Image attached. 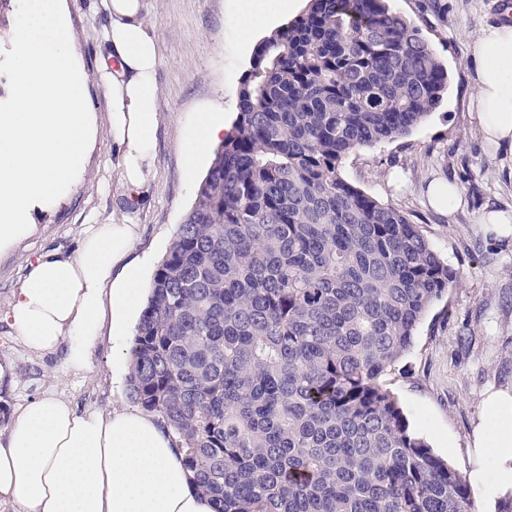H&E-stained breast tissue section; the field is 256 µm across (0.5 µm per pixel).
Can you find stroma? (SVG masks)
<instances>
[{
    "mask_svg": "<svg viewBox=\"0 0 512 512\" xmlns=\"http://www.w3.org/2000/svg\"><path fill=\"white\" fill-rule=\"evenodd\" d=\"M146 22L158 45L156 84L160 124L150 174L141 188L122 180L119 154L108 132L111 102L96 78L108 17L99 0H65L77 58L89 79L86 103L97 135L83 176L54 206L32 213L35 232L0 258V314L21 287L29 263L51 251L75 252L86 225L136 224L132 256L144 282L154 272L194 202L211 156L186 172V145L199 114L232 125L239 81L255 45L301 13L306 0L275 9L267 29L244 36L235 0H146ZM447 21L423 27L449 74L440 106L410 135L361 150L342 165V175L362 191L416 216L424 235L458 274L455 288L420 325L415 344L396 371L381 382L398 397L411 427L466 474L477 512H494L501 462L491 453L498 431L487 399L512 398V236L481 223L496 209L512 212V156L491 151L470 110L472 94L466 44L498 20L497 0H447ZM451 182L460 201L434 208L428 186ZM0 359L18 368L0 406L14 412L51 393L79 409L103 413L129 406L128 370L112 365V341L102 337L75 370L64 352L28 350L0 323Z\"/></svg>",
    "mask_w": 512,
    "mask_h": 512,
    "instance_id": "35a3bbf8",
    "label": "stroma"
}]
</instances>
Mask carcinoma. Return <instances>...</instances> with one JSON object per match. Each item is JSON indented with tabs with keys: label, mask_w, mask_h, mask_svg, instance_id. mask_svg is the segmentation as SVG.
<instances>
[{
	"label": "carcinoma",
	"mask_w": 512,
	"mask_h": 512,
	"mask_svg": "<svg viewBox=\"0 0 512 512\" xmlns=\"http://www.w3.org/2000/svg\"><path fill=\"white\" fill-rule=\"evenodd\" d=\"M422 24L390 0H307L259 42L154 273L128 398L215 512H476L380 383L457 273L341 174L440 106L448 69Z\"/></svg>",
	"instance_id": "1"
}]
</instances>
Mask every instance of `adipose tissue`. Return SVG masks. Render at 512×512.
<instances>
[{
  "mask_svg": "<svg viewBox=\"0 0 512 512\" xmlns=\"http://www.w3.org/2000/svg\"><path fill=\"white\" fill-rule=\"evenodd\" d=\"M109 24L100 66L112 111L109 128L131 188L144 182L159 126V55L143 0H103ZM472 111L484 140L512 148V24L486 25L468 44ZM134 224H90L76 254L51 251L29 264L0 321L37 353L65 350L76 369L88 345L111 322L123 338L142 298L141 269L131 253ZM26 512H214L197 494L174 437L157 417L128 408L79 410L46 394L21 407L0 430V501Z\"/></svg>",
  "mask_w": 512,
  "mask_h": 512,
  "instance_id": "adipose-tissue-1",
  "label": "adipose tissue"
}]
</instances>
